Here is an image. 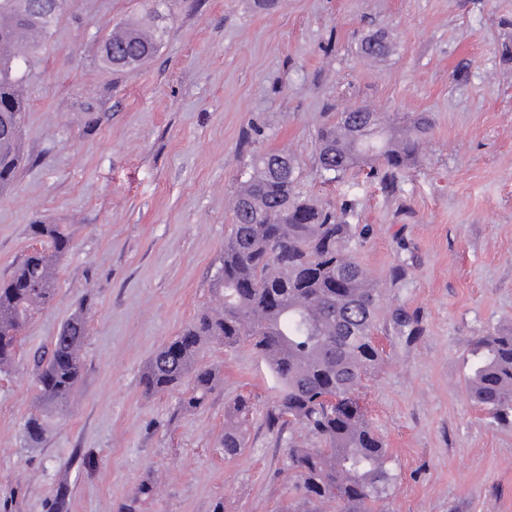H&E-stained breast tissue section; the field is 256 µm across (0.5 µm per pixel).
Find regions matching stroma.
<instances>
[{
	"mask_svg": "<svg viewBox=\"0 0 512 512\" xmlns=\"http://www.w3.org/2000/svg\"><path fill=\"white\" fill-rule=\"evenodd\" d=\"M143 0H73L24 68V161L0 188V279L33 224L66 225L56 297L0 371V512H281L297 492L264 416L281 390L249 346L214 344L203 404L148 397L142 372L213 299L230 201L253 154L289 146L297 189L346 206L380 298L382 353L359 392L399 480L386 512H512V425L468 397L471 342L512 327V0H169L156 55L115 71L102 46ZM393 52L360 50L371 34ZM353 106L385 123L428 115L414 161L385 192L365 171L324 182L316 132ZM402 267L401 279L391 272ZM85 312L83 379L34 445V353ZM246 446L221 447L238 395Z\"/></svg>",
	"mask_w": 512,
	"mask_h": 512,
	"instance_id": "1",
	"label": "stroma"
}]
</instances>
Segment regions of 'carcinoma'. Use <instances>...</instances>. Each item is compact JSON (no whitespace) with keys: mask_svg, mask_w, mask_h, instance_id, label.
Here are the masks:
<instances>
[{"mask_svg":"<svg viewBox=\"0 0 512 512\" xmlns=\"http://www.w3.org/2000/svg\"><path fill=\"white\" fill-rule=\"evenodd\" d=\"M29 0H0V48L26 27L38 29L28 52L42 48L55 13L32 12ZM161 41L157 25L128 23L112 35L113 68L123 70L155 55ZM26 56L0 58V186L9 183L22 159L21 128L26 102L15 101ZM429 120L419 116L388 132L378 113L352 108L317 133V160L328 181L343 178L361 165L386 187L410 165ZM296 165L283 152L256 155L234 204L233 224L224 238V258L214 275L217 306L200 311L170 343L148 362L142 384L148 397L169 392L189 379L181 404L201 405L217 376L202 363L210 342L227 348L249 344L268 362L281 382L278 399L265 423L278 437L290 426L308 429L317 448L289 445L288 459L298 480V497L288 512H320L336 503V512H379L396 486L388 453L357 394L380 361L374 342L379 305L359 300L363 268L352 255V225L336 210L313 203L296 192ZM39 242L0 281V368L16 357L18 336L31 316L56 295L57 261L70 237L62 224H32ZM87 335L85 313H75L47 352L34 354L36 402L41 412L24 425L29 442L45 431V410L61 412L80 383L84 366L80 350ZM467 392L476 407L499 424L512 425V328L497 329L470 344ZM336 396L329 405L324 396ZM252 398L239 395L234 421L224 427V455L245 447L242 420ZM155 494L154 483L142 484L120 512H138L141 498Z\"/></svg>","mask_w":512,"mask_h":512,"instance_id":"1","label":"carcinoma"}]
</instances>
